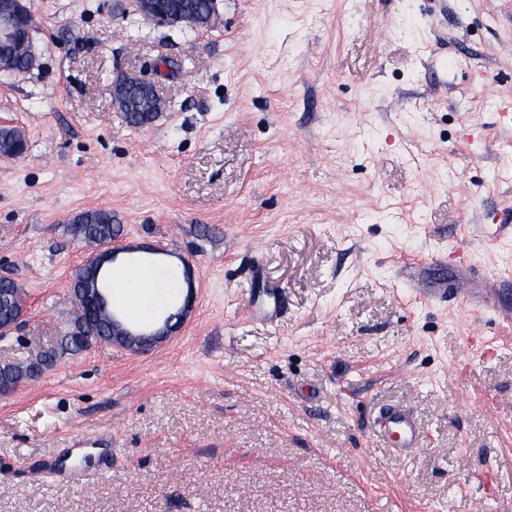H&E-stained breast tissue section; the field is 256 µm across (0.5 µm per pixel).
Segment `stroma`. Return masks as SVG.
Segmentation results:
<instances>
[{"mask_svg":"<svg viewBox=\"0 0 512 512\" xmlns=\"http://www.w3.org/2000/svg\"><path fill=\"white\" fill-rule=\"evenodd\" d=\"M28 6L34 63L0 73V127L27 140L0 155V277L28 313L0 366L73 318L80 211L195 290L167 341L0 395V512H512V319L398 277L422 258L512 300V0H215L200 31L133 0ZM120 72L158 83L150 124L114 105ZM402 402L410 458L370 433ZM101 436L109 473L51 476ZM164 0H136L137 9L158 26L175 27L189 24V21L180 13L169 10Z\"/></svg>","mask_w":512,"mask_h":512,"instance_id":"stroma-1","label":"stroma"}]
</instances>
